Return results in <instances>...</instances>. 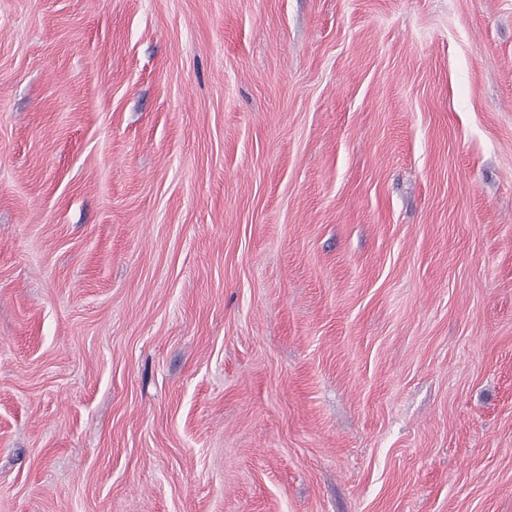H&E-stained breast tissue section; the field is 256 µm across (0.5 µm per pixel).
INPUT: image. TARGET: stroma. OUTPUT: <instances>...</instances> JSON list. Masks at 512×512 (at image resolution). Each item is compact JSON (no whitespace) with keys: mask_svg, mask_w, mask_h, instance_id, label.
Returning a JSON list of instances; mask_svg holds the SVG:
<instances>
[{"mask_svg":"<svg viewBox=\"0 0 512 512\" xmlns=\"http://www.w3.org/2000/svg\"><path fill=\"white\" fill-rule=\"evenodd\" d=\"M0 512H512V0H0Z\"/></svg>","mask_w":512,"mask_h":512,"instance_id":"obj_1","label":"stroma"}]
</instances>
